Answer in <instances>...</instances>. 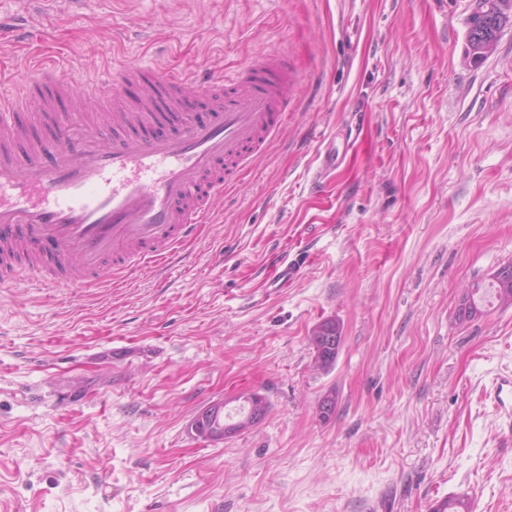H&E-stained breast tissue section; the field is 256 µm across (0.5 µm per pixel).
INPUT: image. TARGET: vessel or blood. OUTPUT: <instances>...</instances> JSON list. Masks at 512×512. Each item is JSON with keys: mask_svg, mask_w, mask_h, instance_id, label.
Segmentation results:
<instances>
[{"mask_svg": "<svg viewBox=\"0 0 512 512\" xmlns=\"http://www.w3.org/2000/svg\"><path fill=\"white\" fill-rule=\"evenodd\" d=\"M291 76L279 55L225 76L130 60L98 90L105 119L121 129L105 144L78 109L50 141H31L23 113L55 111L73 91L33 72L24 103H0V284L28 264L39 285L54 288L174 255L283 125ZM128 83L144 87L133 104L121 92ZM201 97L209 107L198 119Z\"/></svg>", "mask_w": 512, "mask_h": 512, "instance_id": "obj_1", "label": "vessel or blood"}]
</instances>
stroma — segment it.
<instances>
[{
    "mask_svg": "<svg viewBox=\"0 0 512 512\" xmlns=\"http://www.w3.org/2000/svg\"><path fill=\"white\" fill-rule=\"evenodd\" d=\"M472 0H0V100L51 64L100 81L287 53L288 121L180 259L92 285L0 286V512H512V307L461 323L512 262V25L466 57ZM345 151L321 185L319 155ZM296 267L287 287L280 261ZM343 343L314 367L309 336ZM269 410L220 443L203 408ZM336 397L330 419L319 403ZM334 323L336 324V321H333V320H326V321H322V322L318 323L312 329L311 335L309 336L310 344L315 349L314 365L317 369H320L323 371L329 370L334 365L336 358L338 356V353H339V351L336 350L339 336H337V332H336V336H333L332 335L333 331L329 330L330 336H328V343H329L328 346L331 349L332 348L331 343H333L335 340L336 347L332 351V355L329 358H324L321 355V353L324 351L323 350L324 340H322L320 337V336H324V335L322 334L321 331L328 325H334ZM336 325L339 327L338 324H336Z\"/></svg>",
    "mask_w": 512,
    "mask_h": 512,
    "instance_id": "1",
    "label": "stroma"
}]
</instances>
